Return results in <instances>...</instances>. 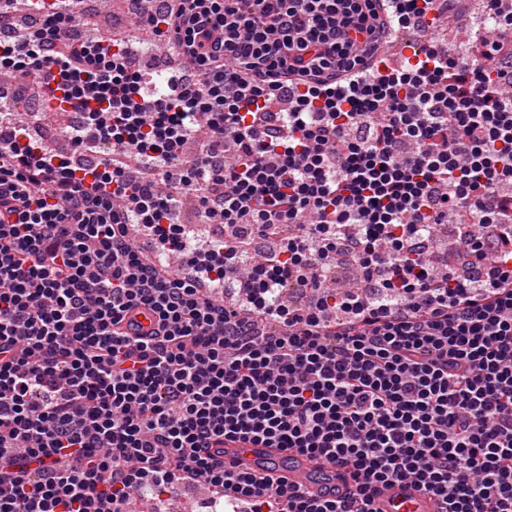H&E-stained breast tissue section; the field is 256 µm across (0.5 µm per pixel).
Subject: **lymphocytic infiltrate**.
<instances>
[{"instance_id": "1", "label": "lymphocytic infiltrate", "mask_w": 512, "mask_h": 512, "mask_svg": "<svg viewBox=\"0 0 512 512\" xmlns=\"http://www.w3.org/2000/svg\"><path fill=\"white\" fill-rule=\"evenodd\" d=\"M28 2L45 18L0 74L57 75L73 151L112 159L90 174L0 111V512H126L188 480L219 512H376L403 482L512 512V8L485 0L477 55L433 40L384 75L393 25L448 0H127L191 69L153 93L127 48L70 39L79 0ZM182 193L227 237L193 249ZM462 211L466 260L437 268ZM342 260L365 290L330 286ZM227 439L354 490L224 466Z\"/></svg>"}]
</instances>
